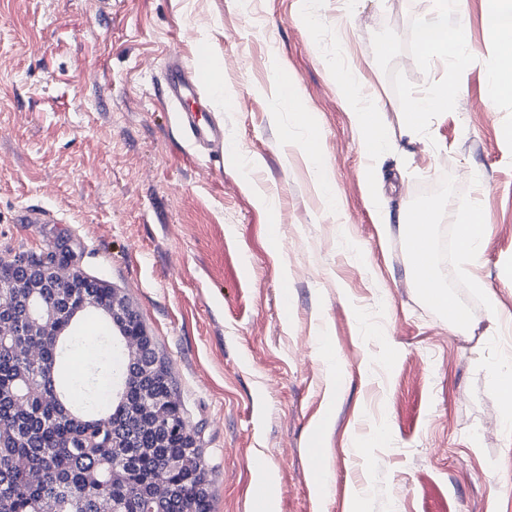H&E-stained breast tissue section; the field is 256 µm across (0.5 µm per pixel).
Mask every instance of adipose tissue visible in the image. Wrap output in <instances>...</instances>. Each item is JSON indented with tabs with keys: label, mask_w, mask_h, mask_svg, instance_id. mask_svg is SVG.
<instances>
[{
	"label": "adipose tissue",
	"mask_w": 512,
	"mask_h": 512,
	"mask_svg": "<svg viewBox=\"0 0 512 512\" xmlns=\"http://www.w3.org/2000/svg\"><path fill=\"white\" fill-rule=\"evenodd\" d=\"M437 6L424 15L417 27L416 45L423 55L457 59L464 52L465 36L461 29L449 27L447 18L455 0H436ZM487 29L496 35L501 67L492 77L488 92L491 99L512 96V0H491L485 15ZM338 85L345 97L353 122L363 141L367 158H374L388 150L392 142L384 129L378 113L364 105L356 88L347 80ZM291 152L300 154L308 161L315 184L327 209H335L336 201L331 192L330 172L322 153L312 139L289 141Z\"/></svg>",
	"instance_id": "adipose-tissue-1"
}]
</instances>
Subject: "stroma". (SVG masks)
I'll use <instances>...</instances> for the list:
<instances>
[{"label":"stroma","mask_w":512,"mask_h":512,"mask_svg":"<svg viewBox=\"0 0 512 512\" xmlns=\"http://www.w3.org/2000/svg\"><path fill=\"white\" fill-rule=\"evenodd\" d=\"M432 0H0V260L66 240L90 276L138 307L200 448L212 512H512V429L495 371L512 353V98L490 99L489 0H459L461 61L415 44ZM207 49L227 102L216 163L158 86L170 57ZM347 75L393 147L365 181ZM295 81L321 135L335 211L287 140L310 130L269 95ZM456 90L421 136L401 135L414 96ZM274 194V211L256 193ZM393 214L429 210L440 288L471 328L424 299ZM54 224H23V207ZM479 207L490 232L462 277L454 226ZM330 351L342 375L330 393ZM328 459L316 493L314 449ZM263 460L258 471L255 460Z\"/></svg>","instance_id":"35a3bbf8"}]
</instances>
